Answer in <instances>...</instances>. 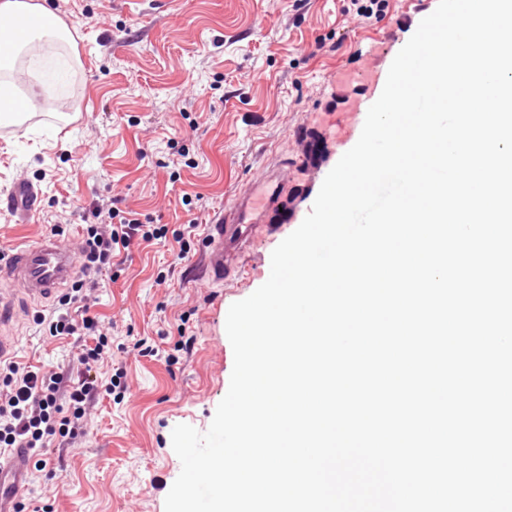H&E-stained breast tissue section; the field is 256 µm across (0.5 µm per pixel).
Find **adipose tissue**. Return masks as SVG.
<instances>
[{"label": "adipose tissue", "instance_id": "obj_1", "mask_svg": "<svg viewBox=\"0 0 512 512\" xmlns=\"http://www.w3.org/2000/svg\"><path fill=\"white\" fill-rule=\"evenodd\" d=\"M0 16L29 24L25 34L16 42L0 44V122L13 121L14 116L7 103L10 99V82L1 78L2 73L13 71L21 55H28L29 66L43 65L44 56L35 52V44L41 42H72L73 36L67 24L48 6L46 0H0ZM50 19V26H42V19Z\"/></svg>", "mask_w": 512, "mask_h": 512}]
</instances>
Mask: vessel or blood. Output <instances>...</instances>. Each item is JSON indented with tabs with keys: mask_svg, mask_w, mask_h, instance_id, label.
<instances>
[{
	"mask_svg": "<svg viewBox=\"0 0 512 512\" xmlns=\"http://www.w3.org/2000/svg\"><path fill=\"white\" fill-rule=\"evenodd\" d=\"M386 78L384 68L372 61L367 63L359 79L368 85L369 92L349 104V116L368 111L381 95ZM291 171L292 166L288 161H280L262 174L258 183L269 190L277 188L279 184L287 182ZM37 202L35 187L23 180L16 182L5 198L7 208L24 220L35 210ZM267 221V207L257 204L252 189H245L232 205L225 208L220 219L209 227V251L205 262L209 276L220 279L230 274L233 269L231 252L240 249L246 242L251 225ZM75 268L73 251L51 238L7 253L0 252V285L8 282L21 286L28 295L48 298L72 278ZM28 458L29 451L25 448L0 453V512H12L11 503L26 494Z\"/></svg>",
	"mask_w": 512,
	"mask_h": 512,
	"instance_id": "b4317fda",
	"label": "vessel or blood"
}]
</instances>
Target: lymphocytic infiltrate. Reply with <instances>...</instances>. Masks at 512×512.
Returning a JSON list of instances; mask_svg holds the SVG:
<instances>
[{
	"label": "lymphocytic infiltrate",
	"instance_id": "f902f5d3",
	"mask_svg": "<svg viewBox=\"0 0 512 512\" xmlns=\"http://www.w3.org/2000/svg\"><path fill=\"white\" fill-rule=\"evenodd\" d=\"M87 225L80 247L82 277L59 304L61 313L50 318L51 336H71L84 332L86 339L78 356L79 369L60 373L21 367L15 361H0V452L26 448L36 470H45L52 445L67 447L85 433L86 411L100 397L111 395V380L103 379L98 366L110 348L108 338L99 330L94 312L98 303V278L121 251L134 240L148 241L155 231L136 219L122 217L113 207H96ZM81 309L73 319L68 305Z\"/></svg>",
	"mask_w": 512,
	"mask_h": 512
}]
</instances>
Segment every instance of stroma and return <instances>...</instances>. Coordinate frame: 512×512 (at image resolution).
I'll return each instance as SVG.
<instances>
[{
	"instance_id": "stroma-1",
	"label": "stroma",
	"mask_w": 512,
	"mask_h": 512,
	"mask_svg": "<svg viewBox=\"0 0 512 512\" xmlns=\"http://www.w3.org/2000/svg\"><path fill=\"white\" fill-rule=\"evenodd\" d=\"M437 4L386 0L367 21L351 0H53L75 44L47 47V59L68 62L66 79L24 74L18 86L38 92L37 106L23 124L0 125V196L18 180L40 191L27 222L0 209V250L47 237L78 248L84 215L102 204L160 237L131 245L98 292L112 342L99 372L117 385L89 408L85 435L52 451L50 472L28 471L23 512H165L181 471L173 428L206 431L229 388L230 306L267 281L272 251L360 137L337 72L361 70L376 45L390 66ZM280 157L295 187L273 200L270 228L233 253L235 275L209 279L207 226ZM0 295L11 360L76 366L77 337L36 324L57 298L9 285Z\"/></svg>"
}]
</instances>
